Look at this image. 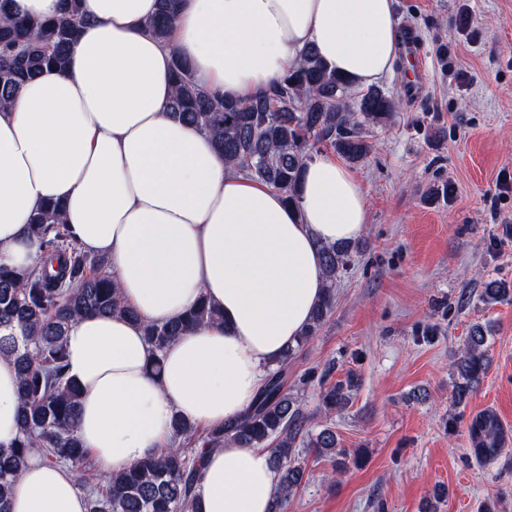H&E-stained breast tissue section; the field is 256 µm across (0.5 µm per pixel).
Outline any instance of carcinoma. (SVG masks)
Returning a JSON list of instances; mask_svg holds the SVG:
<instances>
[{"instance_id": "1", "label": "carcinoma", "mask_w": 512, "mask_h": 512, "mask_svg": "<svg viewBox=\"0 0 512 512\" xmlns=\"http://www.w3.org/2000/svg\"><path fill=\"white\" fill-rule=\"evenodd\" d=\"M80 2L63 0L61 13L54 18L26 19L10 11L9 0H0V107L10 106L19 88L43 70L65 67L70 46L85 23ZM178 10L179 0H158L150 31L166 38ZM173 80L170 115L204 132L225 163L279 191L290 203L302 167L320 147L359 164L371 151L363 127L387 123L398 108V100L378 86L350 97L352 82L329 68L312 47L302 51L296 67L248 100L200 88L189 65L178 57L173 61ZM29 224L38 261L25 268L0 265V355L16 365L20 400L19 436L10 446H0V512H10L11 486L34 450L49 465L76 469L89 512H191L205 450L226 440L271 449L279 475L271 512H286L288 500L304 481L306 455L338 456L339 467L347 466L336 431L310 429V418L288 392V360L317 336L330 316L336 279L347 267L351 243L320 245L329 282L325 295L296 348L268 372L264 389L242 417L203 436L196 426L177 418L173 430L178 447L95 483L89 452L77 436L82 390L67 376L64 339L78 318L120 313L135 320L137 315L122 304L110 262L90 257L70 236L61 204H42L30 215ZM507 294L503 282L492 280L484 284L481 297L490 303ZM221 318L220 311L202 298L180 323L146 325L145 336L155 352L152 372H160L164 349L187 327L214 324ZM486 340L480 325L467 336L455 362L456 405L467 402L487 373ZM355 385L350 375L323 387L319 397L324 411L345 407ZM467 434L469 455L477 463L498 459L512 444V429L492 408L472 416Z\"/></svg>"}]
</instances>
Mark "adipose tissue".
I'll return each mask as SVG.
<instances>
[{
    "label": "adipose tissue",
    "instance_id": "obj_1",
    "mask_svg": "<svg viewBox=\"0 0 512 512\" xmlns=\"http://www.w3.org/2000/svg\"><path fill=\"white\" fill-rule=\"evenodd\" d=\"M156 0H83L87 18L64 70H45L0 108V263L37 258L31 213L60 201L71 235L109 260L137 319L71 324L67 375L82 389L78 436L104 474L170 448L173 420L203 428L239 417L309 324L326 285L319 247L368 222L356 172L324 152L296 200L224 163L202 131L168 112L173 57L198 83L247 99L315 48L358 85L393 69L394 0H180L168 38L148 30ZM221 323L188 330L151 371L143 328L181 320L200 298ZM18 379L0 356V444L19 434ZM278 474L262 448L210 450L194 512H271ZM11 512H88L72 469L31 456Z\"/></svg>",
    "mask_w": 512,
    "mask_h": 512
}]
</instances>
